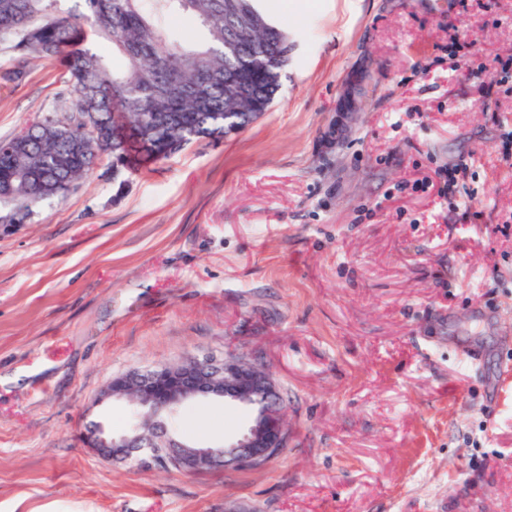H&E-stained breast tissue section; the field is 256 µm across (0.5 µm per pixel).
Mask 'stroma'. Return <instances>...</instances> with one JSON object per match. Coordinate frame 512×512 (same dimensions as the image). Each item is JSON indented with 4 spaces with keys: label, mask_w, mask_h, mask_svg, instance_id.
I'll use <instances>...</instances> for the list:
<instances>
[{
    "label": "stroma",
    "mask_w": 512,
    "mask_h": 512,
    "mask_svg": "<svg viewBox=\"0 0 512 512\" xmlns=\"http://www.w3.org/2000/svg\"><path fill=\"white\" fill-rule=\"evenodd\" d=\"M309 0L267 112L112 170L0 230V512H512V0ZM506 79L512 87V72ZM68 89L0 83V139ZM458 166L459 202L415 180ZM261 363L288 446L236 471L107 460L110 379L189 355ZM247 409L175 414L218 446Z\"/></svg>",
    "instance_id": "obj_1"
}]
</instances>
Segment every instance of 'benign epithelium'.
<instances>
[{
  "label": "benign epithelium",
  "mask_w": 512,
  "mask_h": 512,
  "mask_svg": "<svg viewBox=\"0 0 512 512\" xmlns=\"http://www.w3.org/2000/svg\"><path fill=\"white\" fill-rule=\"evenodd\" d=\"M198 396L228 399L258 408L248 428L222 448L180 442L160 429V420ZM125 397L139 413L134 431L116 436L96 426L86 434L98 454L141 464L150 459L187 473L258 467L277 457L288 443L286 399L262 366L236 356H189L178 363L132 370L112 377L97 401Z\"/></svg>",
  "instance_id": "7a95c632"
}]
</instances>
